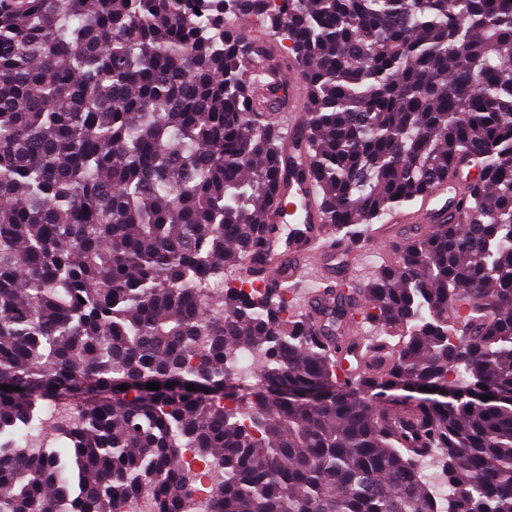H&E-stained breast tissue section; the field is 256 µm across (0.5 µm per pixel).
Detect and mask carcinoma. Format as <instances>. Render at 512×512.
I'll list each match as a JSON object with an SVG mask.
<instances>
[{
    "label": "carcinoma",
    "instance_id": "carcinoma-1",
    "mask_svg": "<svg viewBox=\"0 0 512 512\" xmlns=\"http://www.w3.org/2000/svg\"><path fill=\"white\" fill-rule=\"evenodd\" d=\"M294 76L291 173L336 241L460 158L466 225L347 288L262 281ZM242 353L261 384L229 405ZM82 385L103 397L61 401ZM186 448L210 512H437L427 459L447 512H512V0H0V512H184Z\"/></svg>",
    "mask_w": 512,
    "mask_h": 512
}]
</instances>
